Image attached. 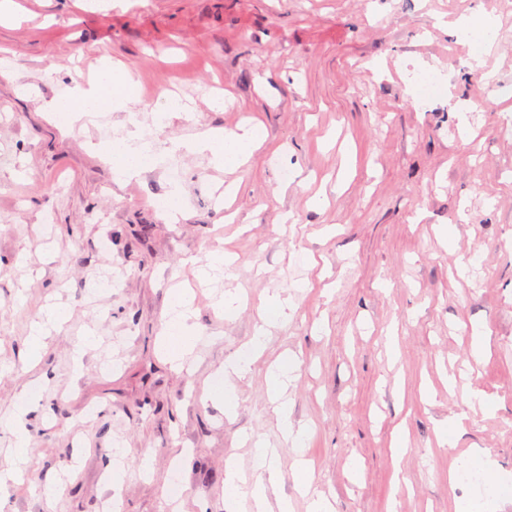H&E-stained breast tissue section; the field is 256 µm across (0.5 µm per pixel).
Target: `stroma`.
<instances>
[{
	"mask_svg": "<svg viewBox=\"0 0 512 512\" xmlns=\"http://www.w3.org/2000/svg\"><path fill=\"white\" fill-rule=\"evenodd\" d=\"M17 3L0 24V471L22 402L32 454L0 512H106L116 449L122 512H171L175 476L185 512H244L225 504L224 473L254 481L260 444L279 473L270 502L307 512L268 389L284 357L297 369L282 397L334 512H512V495L448 481L477 448L479 470L512 483V100L493 91L512 85V0ZM485 14L501 39L456 38L452 20ZM106 60L139 80L137 119L55 121L46 103ZM419 63L442 74L422 106ZM173 93L187 111L168 113ZM252 125L264 141L236 168L182 147ZM136 135L156 163L115 184L100 149ZM172 194L174 222L158 206ZM214 252L232 273L195 281L188 258ZM187 285L198 338L178 370L158 342ZM225 292L234 314L214 306ZM272 297L290 309L267 323ZM52 303L67 320L32 354ZM262 327L226 412L210 399L224 362ZM460 416L464 434L441 446Z\"/></svg>",
	"mask_w": 512,
	"mask_h": 512,
	"instance_id": "35a3bbf8",
	"label": "stroma"
}]
</instances>
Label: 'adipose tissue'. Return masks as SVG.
<instances>
[{"label": "adipose tissue", "mask_w": 512, "mask_h": 512, "mask_svg": "<svg viewBox=\"0 0 512 512\" xmlns=\"http://www.w3.org/2000/svg\"><path fill=\"white\" fill-rule=\"evenodd\" d=\"M138 100L135 81L128 76H118L111 68H103L97 81L90 88L71 92L52 104L55 112L69 113L72 120H80L87 113L101 108L129 110ZM260 140L258 130L244 133H208L194 144L195 149L210 154L215 167H235L242 164ZM162 335L168 344L163 351L172 363H180L196 339V331L190 322V298L188 294H176L165 322Z\"/></svg>", "instance_id": "ef3b65f1"}]
</instances>
